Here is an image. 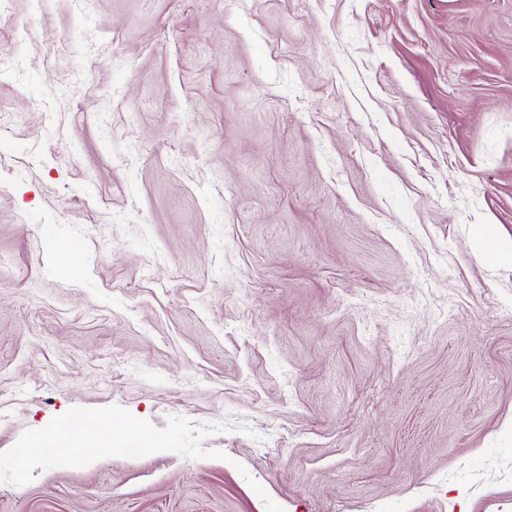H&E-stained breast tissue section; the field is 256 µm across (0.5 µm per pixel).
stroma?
I'll list each match as a JSON object with an SVG mask.
<instances>
[{"label":"stroma","mask_w":512,"mask_h":512,"mask_svg":"<svg viewBox=\"0 0 512 512\" xmlns=\"http://www.w3.org/2000/svg\"><path fill=\"white\" fill-rule=\"evenodd\" d=\"M498 242L512 0H0V453L231 427L0 512H512Z\"/></svg>","instance_id":"stroma-1"}]
</instances>
